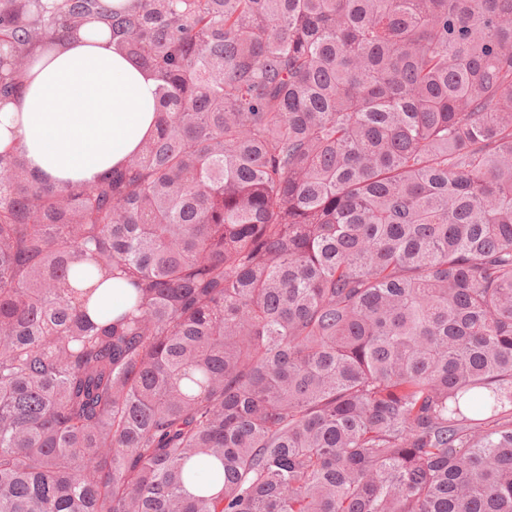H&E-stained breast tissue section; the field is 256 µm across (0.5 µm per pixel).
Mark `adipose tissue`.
I'll use <instances>...</instances> for the list:
<instances>
[{
    "mask_svg": "<svg viewBox=\"0 0 512 512\" xmlns=\"http://www.w3.org/2000/svg\"><path fill=\"white\" fill-rule=\"evenodd\" d=\"M156 82L87 29L38 55L0 107V152L20 148L39 182L89 184L121 168L154 129Z\"/></svg>",
    "mask_w": 512,
    "mask_h": 512,
    "instance_id": "1",
    "label": "adipose tissue"
}]
</instances>
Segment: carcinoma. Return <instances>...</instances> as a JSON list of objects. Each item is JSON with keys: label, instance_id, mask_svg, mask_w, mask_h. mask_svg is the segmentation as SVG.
<instances>
[{"label": "carcinoma", "instance_id": "obj_1", "mask_svg": "<svg viewBox=\"0 0 512 512\" xmlns=\"http://www.w3.org/2000/svg\"><path fill=\"white\" fill-rule=\"evenodd\" d=\"M91 22L155 129L0 153V512H512V0H0V99Z\"/></svg>", "mask_w": 512, "mask_h": 512}]
</instances>
